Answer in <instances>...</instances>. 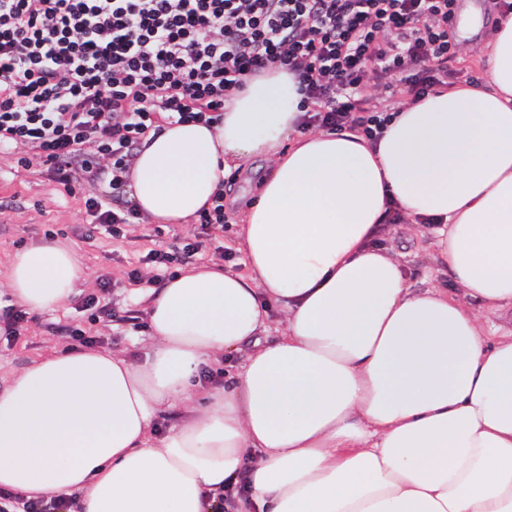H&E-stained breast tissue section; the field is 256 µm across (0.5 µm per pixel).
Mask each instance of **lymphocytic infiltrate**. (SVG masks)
Wrapping results in <instances>:
<instances>
[{
    "mask_svg": "<svg viewBox=\"0 0 512 512\" xmlns=\"http://www.w3.org/2000/svg\"><path fill=\"white\" fill-rule=\"evenodd\" d=\"M454 0H0V145L36 150L56 182H127L159 120L218 123L247 78L298 79L303 128L379 137L373 80L398 97L442 82ZM112 163L98 168L93 150Z\"/></svg>",
    "mask_w": 512,
    "mask_h": 512,
    "instance_id": "obj_1",
    "label": "lymphocytic infiltrate"
}]
</instances>
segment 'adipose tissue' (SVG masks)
Listing matches in <instances>:
<instances>
[{
    "mask_svg": "<svg viewBox=\"0 0 512 512\" xmlns=\"http://www.w3.org/2000/svg\"><path fill=\"white\" fill-rule=\"evenodd\" d=\"M482 82L401 105L378 140L301 132L295 76L248 79L219 123L142 139L127 200L189 224L233 169L267 171L243 210L246 273L199 263L147 291L154 346L47 354L0 387V492L76 512H512V15ZM429 235L454 287L416 292L384 235ZM81 262L65 239L13 253L24 311L66 308ZM284 315L260 341L267 302ZM251 344L223 385L204 367ZM189 415L153 434L162 408Z\"/></svg>",
    "mask_w": 512,
    "mask_h": 512,
    "instance_id": "1",
    "label": "adipose tissue"
}]
</instances>
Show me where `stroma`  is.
I'll list each match as a JSON object with an SVG mask.
<instances>
[{"mask_svg": "<svg viewBox=\"0 0 512 512\" xmlns=\"http://www.w3.org/2000/svg\"><path fill=\"white\" fill-rule=\"evenodd\" d=\"M454 41L444 64L448 84L481 82V35L458 29ZM257 178V172L239 169L226 177V224H150L139 219L109 231L93 223L85 201L104 196L113 211L123 214L130 209L124 191L110 190L104 182L85 181L67 189L48 175L31 148H0V292L6 290L3 274L10 255L46 239L70 241L88 279L67 308L27 315L12 336L0 330V377L52 351L77 348L84 336L133 362L143 361L152 338L141 296L145 289L161 285L160 272L148 261V253L162 250L176 256L173 269L177 272L203 262L244 272L237 230L240 210ZM392 245L409 272L412 288L451 285L427 239L402 231ZM133 269L139 272L135 281L127 276Z\"/></svg>", "mask_w": 512, "mask_h": 512, "instance_id": "stroma-1", "label": "stroma"}]
</instances>
